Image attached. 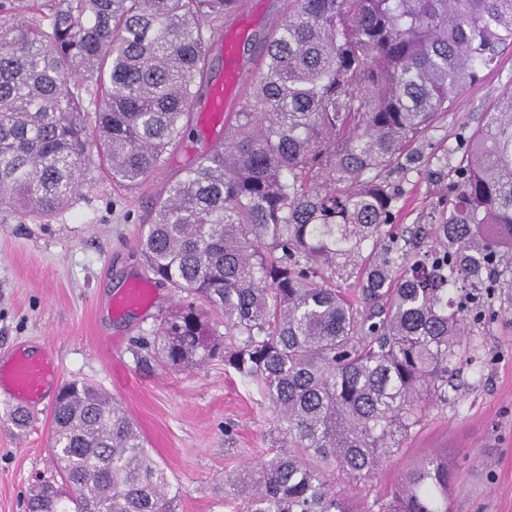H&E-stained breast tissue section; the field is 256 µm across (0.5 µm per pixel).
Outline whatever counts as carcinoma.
Here are the masks:
<instances>
[{
  "label": "carcinoma",
  "mask_w": 512,
  "mask_h": 512,
  "mask_svg": "<svg viewBox=\"0 0 512 512\" xmlns=\"http://www.w3.org/2000/svg\"><path fill=\"white\" fill-rule=\"evenodd\" d=\"M237 0H0V207L67 210L97 158L131 190L190 128L215 24ZM512 45V0H286L224 144L167 184L139 241L190 297L159 319L160 366L224 367L259 388L281 441L224 476L244 512H448L429 459L357 504L350 490L448 403L462 332L512 249V93L446 149L436 243L384 233L425 134ZM358 274V298L336 280ZM224 317V333L210 314ZM224 342H218L219 336ZM53 406L52 462L27 512H174L134 419L84 382Z\"/></svg>",
  "instance_id": "obj_1"
}]
</instances>
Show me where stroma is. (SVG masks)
Here are the masks:
<instances>
[{
    "mask_svg": "<svg viewBox=\"0 0 512 512\" xmlns=\"http://www.w3.org/2000/svg\"><path fill=\"white\" fill-rule=\"evenodd\" d=\"M248 2L239 23L223 30L237 33L238 57L254 69L284 0ZM509 91L512 46L428 133L430 151L485 123ZM191 126L193 136L183 138L166 166L139 189L113 187L93 163L87 185L62 215L0 222V356L35 348L58 370L40 411L22 410L0 394V512H25L32 483L52 471L51 404L60 385L74 380L94 384L131 413L179 492L175 512L244 506V495L225 489V474L262 461L279 445L273 407L250 383L225 371L222 359L179 372L143 361L141 338L151 337L157 315L178 298L145 271L137 241L167 181L219 134L197 117ZM393 179L402 190L399 227L431 229L444 185L436 163L420 161ZM136 279L151 283V306L114 314L112 300ZM488 307L489 317L465 325L469 363L455 376L447 403L428 408L402 453L383 464L376 480L358 486V496L373 498L421 459L438 457L457 473L452 512H512V288L495 289Z\"/></svg>",
    "mask_w": 512,
    "mask_h": 512,
    "instance_id": "obj_1",
    "label": "stroma"
}]
</instances>
